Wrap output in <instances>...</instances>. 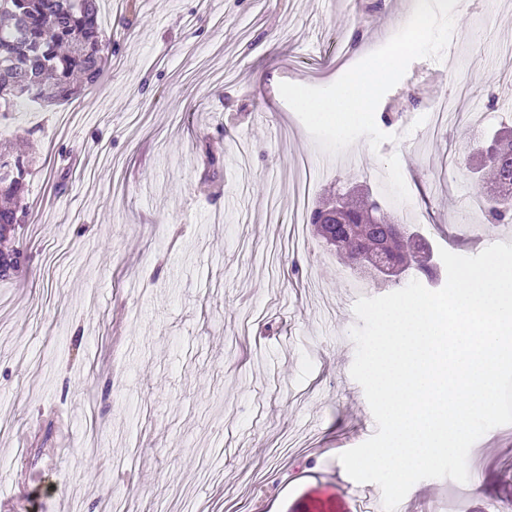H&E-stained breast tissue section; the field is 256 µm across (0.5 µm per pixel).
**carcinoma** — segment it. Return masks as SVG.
I'll return each instance as SVG.
<instances>
[{
	"label": "carcinoma",
	"mask_w": 512,
	"mask_h": 512,
	"mask_svg": "<svg viewBox=\"0 0 512 512\" xmlns=\"http://www.w3.org/2000/svg\"><path fill=\"white\" fill-rule=\"evenodd\" d=\"M10 20L0 26V118L19 102L50 106L77 98L83 86L97 83L103 62L112 47L104 39L99 22V0H0V16ZM492 156L484 169L492 181L482 187L486 198L485 216L490 224L512 223V127L505 126L490 143ZM31 159L25 155L0 152V168L9 166L13 175L0 179V243L15 237L16 225L25 221L28 206L25 179ZM375 221L364 213L347 212L349 233L336 246V253L356 269L361 281L377 280L371 257L384 248L402 271L415 265L425 269V261L407 254L408 234L403 222L391 219L382 206H372Z\"/></svg>",
	"instance_id": "1"
}]
</instances>
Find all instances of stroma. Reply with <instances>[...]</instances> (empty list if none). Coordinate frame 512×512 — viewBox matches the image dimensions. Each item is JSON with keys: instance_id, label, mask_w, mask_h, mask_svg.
I'll use <instances>...</instances> for the list:
<instances>
[{"instance_id": "35a3bbf8", "label": "stroma", "mask_w": 512, "mask_h": 512, "mask_svg": "<svg viewBox=\"0 0 512 512\" xmlns=\"http://www.w3.org/2000/svg\"><path fill=\"white\" fill-rule=\"evenodd\" d=\"M411 2L103 0L127 26L97 85L0 119L34 157L28 261L0 280V512H353L338 456L377 426L349 331L394 287L356 283L312 226L297 248L296 205L360 184L398 219L404 197L434 250L512 234L472 195L479 144L512 124V0H459L443 60L381 100L379 150L324 152L282 99L383 46ZM495 432L469 452L478 482L420 481L411 512L512 504V425Z\"/></svg>"}]
</instances>
